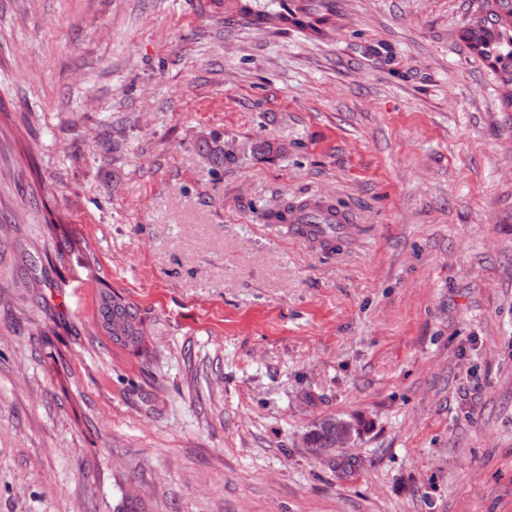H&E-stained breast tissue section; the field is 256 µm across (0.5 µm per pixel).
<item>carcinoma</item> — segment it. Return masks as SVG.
I'll return each mask as SVG.
<instances>
[{"mask_svg": "<svg viewBox=\"0 0 512 512\" xmlns=\"http://www.w3.org/2000/svg\"><path fill=\"white\" fill-rule=\"evenodd\" d=\"M234 14L227 21L236 20L254 27L269 24H291L302 30L322 34V25L328 20L333 0H279L277 10L260 5L259 0H233ZM458 39L471 55L487 62L499 88L503 107L512 111V0H477V7L469 21L458 30ZM300 200L285 198L276 209L262 215L267 221L288 223V216L302 209ZM71 250L68 234L57 236L53 254L46 257L52 265L63 264ZM99 327L112 344L132 350L147 358L151 351L145 341L144 321L138 307L115 293L106 283L99 289ZM335 418L323 420L308 433L311 448H336Z\"/></svg>", "mask_w": 512, "mask_h": 512, "instance_id": "cac0c4a2", "label": "carcinoma"}]
</instances>
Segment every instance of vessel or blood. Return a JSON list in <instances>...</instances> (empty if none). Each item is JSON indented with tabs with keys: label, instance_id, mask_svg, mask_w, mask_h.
I'll use <instances>...</instances> for the list:
<instances>
[{
	"label": "vessel or blood",
	"instance_id": "obj_1",
	"mask_svg": "<svg viewBox=\"0 0 512 512\" xmlns=\"http://www.w3.org/2000/svg\"><path fill=\"white\" fill-rule=\"evenodd\" d=\"M291 236L313 244L347 237L351 227L342 212L319 196L310 197L304 210L294 212L288 218Z\"/></svg>",
	"mask_w": 512,
	"mask_h": 512
}]
</instances>
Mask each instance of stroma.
Returning a JSON list of instances; mask_svg holds the SVG:
<instances>
[{"mask_svg":"<svg viewBox=\"0 0 512 512\" xmlns=\"http://www.w3.org/2000/svg\"><path fill=\"white\" fill-rule=\"evenodd\" d=\"M474 7L336 0L313 38L0 0V512H512V112ZM311 193L337 251L262 218ZM53 224L78 245L32 270ZM327 418L363 427L318 457ZM99 327L113 345L132 350L146 358L152 352L145 341L144 321L138 307L125 300L104 282L100 283Z\"/></svg>","mask_w":512,"mask_h":512,"instance_id":"obj_1","label":"stroma"}]
</instances>
